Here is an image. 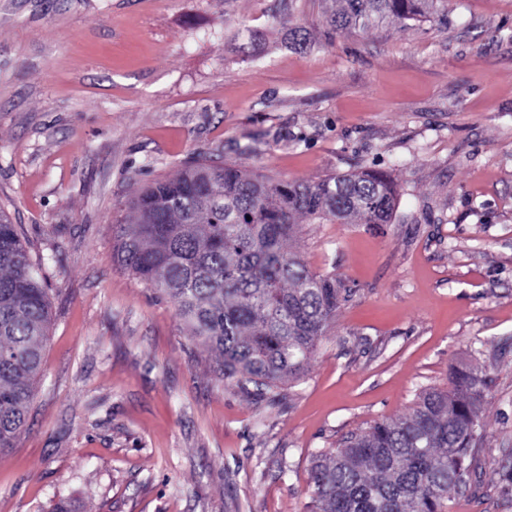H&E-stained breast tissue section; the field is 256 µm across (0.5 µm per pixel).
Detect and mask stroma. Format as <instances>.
<instances>
[{"label":"stroma","mask_w":512,"mask_h":512,"mask_svg":"<svg viewBox=\"0 0 512 512\" xmlns=\"http://www.w3.org/2000/svg\"><path fill=\"white\" fill-rule=\"evenodd\" d=\"M333 0H0V210L44 257L42 374L0 512H307L309 471L454 368L489 381L478 492L512 512V0L329 30ZM282 180L371 168L389 224L301 219L353 291L305 376L241 392L117 261L128 203L197 155Z\"/></svg>","instance_id":"35a3bbf8"}]
</instances>
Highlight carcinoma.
Masks as SVG:
<instances>
[{
	"label": "carcinoma",
	"mask_w": 512,
	"mask_h": 512,
	"mask_svg": "<svg viewBox=\"0 0 512 512\" xmlns=\"http://www.w3.org/2000/svg\"><path fill=\"white\" fill-rule=\"evenodd\" d=\"M328 24L366 31L448 16V0H336ZM398 193L379 170L316 182L199 160L130 200L115 251L122 267L175 306L188 335L219 353L216 372L246 394L302 379L350 290L288 249L295 220L389 224ZM50 301L17 225L0 212V453L27 423L41 374ZM488 382L461 368L411 411L352 434L310 468V512H446L470 489Z\"/></svg>",
	"instance_id": "1"
}]
</instances>
